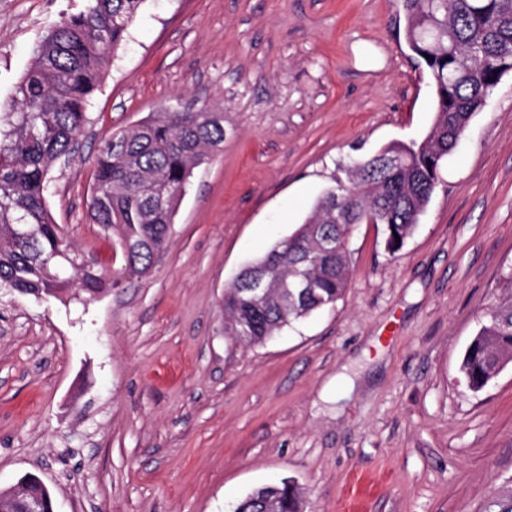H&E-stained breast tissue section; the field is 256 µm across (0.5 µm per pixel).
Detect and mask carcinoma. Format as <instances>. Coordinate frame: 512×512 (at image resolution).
I'll return each mask as SVG.
<instances>
[{"instance_id":"obj_1","label":"carcinoma","mask_w":512,"mask_h":512,"mask_svg":"<svg viewBox=\"0 0 512 512\" xmlns=\"http://www.w3.org/2000/svg\"><path fill=\"white\" fill-rule=\"evenodd\" d=\"M148 0H86L35 46L0 112V287L63 300L72 284L94 297L115 285L86 262L54 224L47 205L49 173L83 137L87 109L103 67ZM406 40L434 89L437 118L421 142H395L356 159L317 202L288 241L245 266L224 290V334L262 344L315 311L332 307L348 287L349 239L359 224H381L389 252L411 236L438 183L444 156L464 136L503 75L512 71V0H401ZM224 143V113L166 107L104 139L94 158L96 223L117 231L125 272L141 276L167 244L192 170ZM73 275H65L64 269ZM272 270L267 299L248 292L252 272ZM501 295L463 357L473 392L512 362V267ZM239 512H303L292 483L247 493ZM485 512H512V484Z\"/></svg>"}]
</instances>
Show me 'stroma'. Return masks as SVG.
I'll return each instance as SVG.
<instances>
[{
    "label": "stroma",
    "instance_id": "1",
    "mask_svg": "<svg viewBox=\"0 0 512 512\" xmlns=\"http://www.w3.org/2000/svg\"><path fill=\"white\" fill-rule=\"evenodd\" d=\"M83 4L0 0V103ZM174 104L223 113L224 142L130 279L92 217L93 158ZM435 118L399 0H148L48 193L118 287L62 302L0 288V491L33 474L55 512H232L288 478L304 512H482L512 479V363L477 393L459 366L512 266V73L402 249L358 225L334 306L258 345L224 333L225 288L340 167L421 141Z\"/></svg>",
    "mask_w": 512,
    "mask_h": 512
}]
</instances>
